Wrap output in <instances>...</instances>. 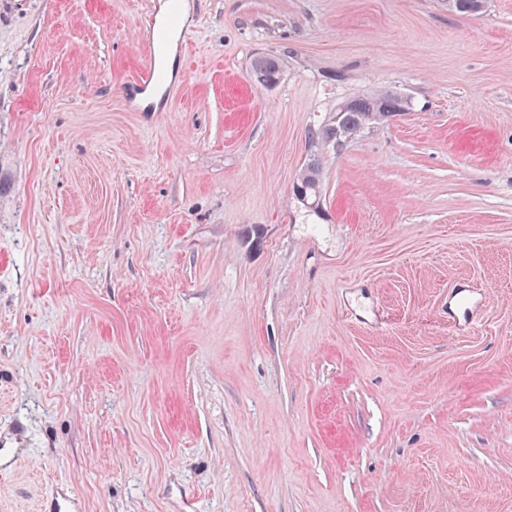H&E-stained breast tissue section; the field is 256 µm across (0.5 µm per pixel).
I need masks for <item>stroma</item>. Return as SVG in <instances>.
I'll use <instances>...</instances> for the list:
<instances>
[{
	"mask_svg": "<svg viewBox=\"0 0 512 512\" xmlns=\"http://www.w3.org/2000/svg\"><path fill=\"white\" fill-rule=\"evenodd\" d=\"M163 2L0 0V512H512V0ZM158 43L150 49L145 62L138 73L139 84L148 89H154L167 82L168 75L161 66ZM410 105V98L394 91L355 98L338 108L333 121L310 129L308 137L313 148L327 143L339 148L365 126L401 115L410 110ZM321 168L314 160L306 166L294 187V192L300 198H320L321 195ZM452 301H454V307L465 323L469 314L473 316L474 312H477L483 305L481 293L465 287L457 288Z\"/></svg>",
	"mask_w": 512,
	"mask_h": 512,
	"instance_id": "obj_1",
	"label": "stroma"
}]
</instances>
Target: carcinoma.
I'll return each mask as SVG.
<instances>
[{"mask_svg":"<svg viewBox=\"0 0 512 512\" xmlns=\"http://www.w3.org/2000/svg\"><path fill=\"white\" fill-rule=\"evenodd\" d=\"M484 7V0H448V11L459 14H475ZM253 72L263 84L278 78L280 67L272 57L255 60ZM411 99L394 91L355 98L342 104L332 121L320 124L308 133L312 145L331 144L341 147L346 141L360 133L365 126L388 120L410 110ZM297 196L317 198L321 195V168L316 161L306 166L294 187Z\"/></svg>","mask_w":512,"mask_h":512,"instance_id":"1","label":"carcinoma"}]
</instances>
